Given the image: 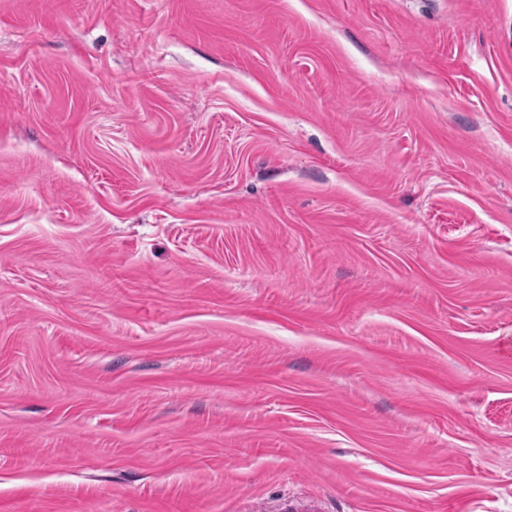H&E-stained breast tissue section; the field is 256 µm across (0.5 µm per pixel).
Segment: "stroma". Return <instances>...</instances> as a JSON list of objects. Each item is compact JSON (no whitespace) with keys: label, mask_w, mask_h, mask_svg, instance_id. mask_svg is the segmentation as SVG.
Here are the masks:
<instances>
[{"label":"stroma","mask_w":512,"mask_h":512,"mask_svg":"<svg viewBox=\"0 0 512 512\" xmlns=\"http://www.w3.org/2000/svg\"><path fill=\"white\" fill-rule=\"evenodd\" d=\"M512 0H0V512H512Z\"/></svg>","instance_id":"obj_1"}]
</instances>
